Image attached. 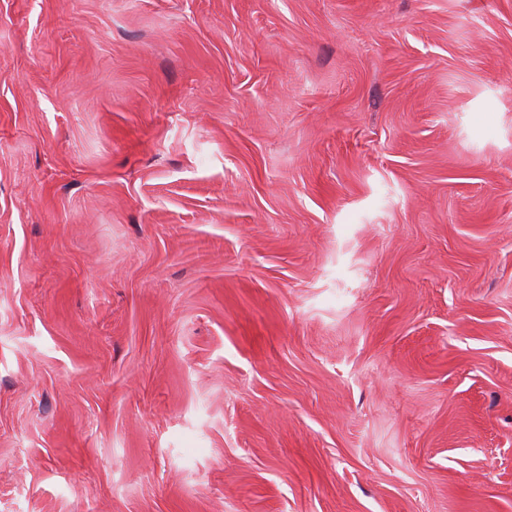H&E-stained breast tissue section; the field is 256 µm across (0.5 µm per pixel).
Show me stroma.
I'll list each match as a JSON object with an SVG mask.
<instances>
[{"label": "stroma", "instance_id": "stroma-1", "mask_svg": "<svg viewBox=\"0 0 512 512\" xmlns=\"http://www.w3.org/2000/svg\"><path fill=\"white\" fill-rule=\"evenodd\" d=\"M0 512H512V0H0Z\"/></svg>", "mask_w": 512, "mask_h": 512}]
</instances>
